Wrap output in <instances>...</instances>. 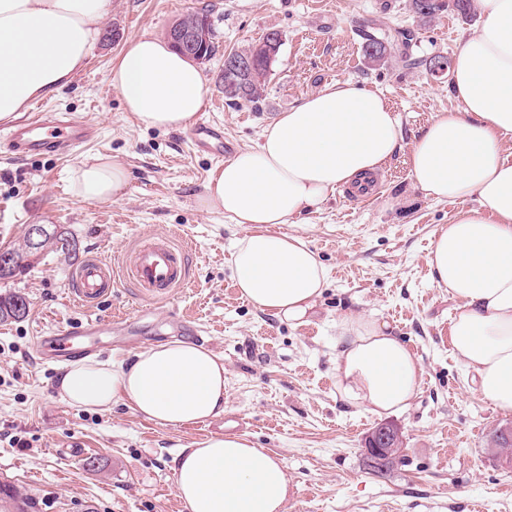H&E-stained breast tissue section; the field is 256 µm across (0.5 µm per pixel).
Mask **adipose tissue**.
<instances>
[{"instance_id": "obj_1", "label": "adipose tissue", "mask_w": 512, "mask_h": 512, "mask_svg": "<svg viewBox=\"0 0 512 512\" xmlns=\"http://www.w3.org/2000/svg\"><path fill=\"white\" fill-rule=\"evenodd\" d=\"M480 30L464 38L451 68L460 107L435 115L410 154L414 187L448 201L477 197L478 208L442 228L428 263L454 302L452 351L478 394L512 411V0H475ZM110 0H0V120L59 92L86 65ZM124 108L141 125L190 127L205 107L203 75L169 42L131 41L115 68ZM401 140L383 96L350 82L325 87L274 118L261 143L214 169L196 204L248 232L231 265L242 298L279 318L302 321L326 287V269L308 243L274 232L324 203L338 188L381 172ZM84 199L121 200L125 166L96 157L71 174ZM336 387L351 405L382 416L407 408L419 360L387 325L362 317L338 324ZM69 404L108 411L124 403L161 426L202 422L224 410V361L184 341L149 347L127 363L84 359L59 381ZM175 487L187 512H285L291 485L284 465L246 438H208L176 460Z\"/></svg>"}]
</instances>
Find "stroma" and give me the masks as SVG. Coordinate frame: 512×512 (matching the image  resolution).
<instances>
[{"mask_svg":"<svg viewBox=\"0 0 512 512\" xmlns=\"http://www.w3.org/2000/svg\"><path fill=\"white\" fill-rule=\"evenodd\" d=\"M209 14L217 53L201 65L206 107L197 116L224 131L233 150L256 147L280 112L326 86L353 81L378 91L396 113L400 147L366 203L338 190L319 209L281 225L302 235L328 270V285L306 321L287 322L243 299L231 254L248 232L196 206L221 156L196 149L184 129H148L125 112L111 71L133 39L165 36L186 14ZM480 17L447 11L424 23L409 0H111L99 41L68 87L46 106L81 116L99 137L73 155L0 158V248L22 245L27 225L67 228L80 258L112 262L159 236L182 251L185 286L166 298L117 277L94 306L71 291L74 263L63 255L0 283L28 302L23 318L0 322V483L15 485L34 512H186L175 490V461L217 434L243 435L277 456L294 487L285 512H512V468L489 442L512 413L484 401L451 351L454 303L427 262L440 228L475 198L437 202L415 189L412 145L437 113L458 109L448 80L405 66L400 52L374 67L363 37L414 30V56H454ZM270 30L283 38L260 104L225 102L224 55ZM130 172L119 201H88L69 179L98 156ZM96 316L112 318L102 360L129 361L152 345L202 335L224 360V411L183 427H163L119 404L106 413L72 406L58 393L60 367L40 361L38 337ZM363 316L387 324L423 370L407 410L385 420L401 430L403 453L372 471L364 439L383 418L344 402L336 388L337 323Z\"/></svg>","mask_w":512,"mask_h":512,"instance_id":"1","label":"stroma"}]
</instances>
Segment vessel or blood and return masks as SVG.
Here are the masks:
<instances>
[{"instance_id":"vessel-or-blood-1","label":"vessel or blood","mask_w":512,"mask_h":512,"mask_svg":"<svg viewBox=\"0 0 512 512\" xmlns=\"http://www.w3.org/2000/svg\"><path fill=\"white\" fill-rule=\"evenodd\" d=\"M97 133L94 124L67 112H55L37 106L22 120L0 129V139L14 156L19 158L50 154H69L91 141ZM197 147L224 150V135L212 125L199 123L192 129ZM124 273L138 288L152 297L167 295L183 285L187 279L178 250L164 239L140 245ZM73 290L79 299L88 304L98 303L110 294L114 276L109 266L98 258H91L78 267L71 276ZM101 320L86 324L66 325L54 334L39 337L36 345L38 356H45L48 348H55L57 358L63 359L83 349L84 337L95 334Z\"/></svg>"}]
</instances>
